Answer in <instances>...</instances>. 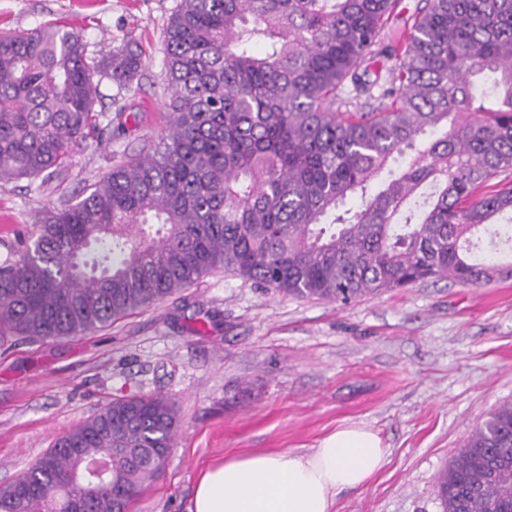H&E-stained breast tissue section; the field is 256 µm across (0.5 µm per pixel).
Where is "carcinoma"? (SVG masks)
<instances>
[{"label":"carcinoma","mask_w":512,"mask_h":512,"mask_svg":"<svg viewBox=\"0 0 512 512\" xmlns=\"http://www.w3.org/2000/svg\"><path fill=\"white\" fill-rule=\"evenodd\" d=\"M397 3L180 0L164 32L167 133L38 213L36 238L0 262V340L84 335L220 269L343 303L511 276L472 236L512 242L497 224L512 213V183L497 181L512 171V0H425L395 41ZM382 55L387 76L365 79ZM102 75L139 86L141 55L127 45L102 69L65 26L0 35V182L70 165L98 134ZM347 83L369 101L353 107ZM177 428L164 397L115 400L25 484L44 512L127 509ZM438 497L442 512H512V403L473 432ZM0 512H30L13 483Z\"/></svg>","instance_id":"cac0c4a2"}]
</instances>
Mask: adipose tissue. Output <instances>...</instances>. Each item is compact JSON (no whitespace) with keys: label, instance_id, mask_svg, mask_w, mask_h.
<instances>
[{"label":"adipose tissue","instance_id":"1","mask_svg":"<svg viewBox=\"0 0 512 512\" xmlns=\"http://www.w3.org/2000/svg\"><path fill=\"white\" fill-rule=\"evenodd\" d=\"M387 458L376 432L343 425L307 452H256L205 468L188 512H334L337 496L365 488Z\"/></svg>","mask_w":512,"mask_h":512}]
</instances>
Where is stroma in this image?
<instances>
[{
    "label": "stroma",
    "instance_id": "35a3bbf8",
    "mask_svg": "<svg viewBox=\"0 0 512 512\" xmlns=\"http://www.w3.org/2000/svg\"><path fill=\"white\" fill-rule=\"evenodd\" d=\"M180 0H0V32L58 23L101 62L135 44L141 81L99 84L100 134L48 182H0V260L46 207L81 197L165 127L164 30ZM161 395L179 415L161 476L130 512H188L202 469L307 450L361 423L388 450L336 512H442L437 483L495 407L512 403V277L428 281L349 303L296 298L216 271L83 336L0 346V485L107 403Z\"/></svg>",
    "mask_w": 512,
    "mask_h": 512
}]
</instances>
